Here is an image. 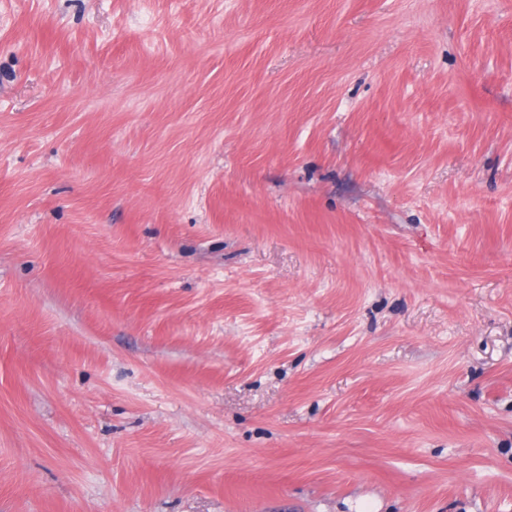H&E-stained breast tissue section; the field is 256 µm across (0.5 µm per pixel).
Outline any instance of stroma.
Instances as JSON below:
<instances>
[{"label": "stroma", "mask_w": 512, "mask_h": 512, "mask_svg": "<svg viewBox=\"0 0 512 512\" xmlns=\"http://www.w3.org/2000/svg\"><path fill=\"white\" fill-rule=\"evenodd\" d=\"M0 512H512V0H0Z\"/></svg>", "instance_id": "35a3bbf8"}]
</instances>
